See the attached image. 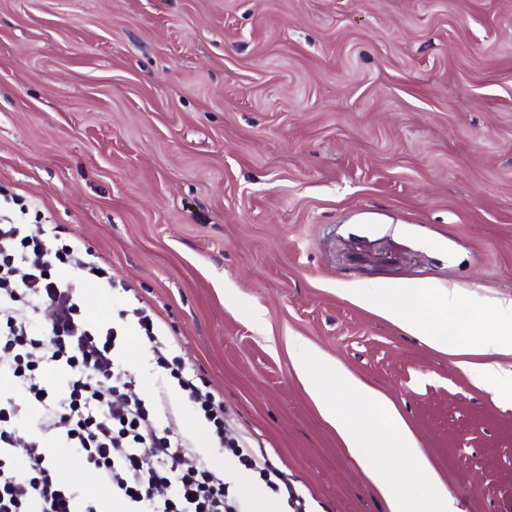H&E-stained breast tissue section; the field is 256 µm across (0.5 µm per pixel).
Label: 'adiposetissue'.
Masks as SVG:
<instances>
[{
    "mask_svg": "<svg viewBox=\"0 0 512 512\" xmlns=\"http://www.w3.org/2000/svg\"><path fill=\"white\" fill-rule=\"evenodd\" d=\"M350 296L432 349L480 357L477 386L512 394V371H503L487 360L491 354H512V298L475 307L466 302L462 289L435 283L354 288Z\"/></svg>",
    "mask_w": 512,
    "mask_h": 512,
    "instance_id": "1",
    "label": "adipose tissue"
}]
</instances>
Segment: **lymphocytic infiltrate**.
Returning a JSON list of instances; mask_svg holds the SVG:
<instances>
[{"label": "lymphocytic infiltrate", "instance_id": "lymphocytic-infiltrate-1", "mask_svg": "<svg viewBox=\"0 0 512 512\" xmlns=\"http://www.w3.org/2000/svg\"><path fill=\"white\" fill-rule=\"evenodd\" d=\"M28 213L19 195L0 188V512H104L107 496L124 512H248L226 474L197 465L193 438L172 430L173 384L218 447L257 470L281 506L304 512L287 473L249 439L230 435L223 400L172 356L155 313L137 306L124 321L151 345L163 375L153 399L141 396L124 337L81 303L89 285L111 284L107 269L56 225L29 234ZM30 417L36 429L21 433ZM62 447L75 449L100 493L59 479L51 458Z\"/></svg>", "mask_w": 512, "mask_h": 512}]
</instances>
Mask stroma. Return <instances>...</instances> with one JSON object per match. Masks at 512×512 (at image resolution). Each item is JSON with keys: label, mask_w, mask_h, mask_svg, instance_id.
Wrapping results in <instances>:
<instances>
[{"label": "stroma", "mask_w": 512, "mask_h": 512, "mask_svg": "<svg viewBox=\"0 0 512 512\" xmlns=\"http://www.w3.org/2000/svg\"><path fill=\"white\" fill-rule=\"evenodd\" d=\"M1 186L103 260L87 316L163 318L306 512L386 505L293 336L395 406L461 512H512V399L348 294L512 296V0H0ZM125 356L152 397L149 344Z\"/></svg>", "instance_id": "stroma-1"}]
</instances>
